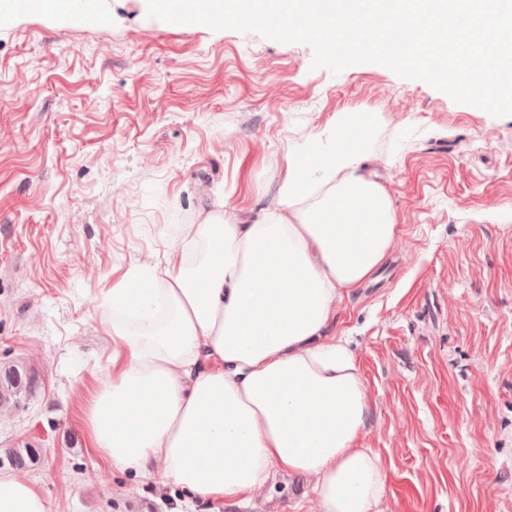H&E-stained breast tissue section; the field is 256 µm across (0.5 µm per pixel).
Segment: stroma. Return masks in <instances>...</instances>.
<instances>
[{
	"label": "stroma",
	"instance_id": "obj_1",
	"mask_svg": "<svg viewBox=\"0 0 512 512\" xmlns=\"http://www.w3.org/2000/svg\"><path fill=\"white\" fill-rule=\"evenodd\" d=\"M312 58L150 18L147 0L0 22V362L36 378L25 408L0 406V448H44L30 476L50 512H316L281 474L203 503L162 470H117L78 396L112 370V285L174 225L273 207L289 149L340 112L381 113L368 167L401 226L327 330L365 383L360 445L385 465L388 512H512V116Z\"/></svg>",
	"mask_w": 512,
	"mask_h": 512
}]
</instances>
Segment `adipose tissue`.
<instances>
[{
  "mask_svg": "<svg viewBox=\"0 0 512 512\" xmlns=\"http://www.w3.org/2000/svg\"><path fill=\"white\" fill-rule=\"evenodd\" d=\"M374 113L342 112L288 154L274 208L187 224L107 294L112 372L84 402L91 446L139 475L163 468L204 501H240L276 473L318 512H385L386 470L358 445L369 400L336 305L385 260L399 226L367 170ZM0 512H48L0 472Z\"/></svg>",
  "mask_w": 512,
  "mask_h": 512,
  "instance_id": "adipose-tissue-1",
  "label": "adipose tissue"
}]
</instances>
